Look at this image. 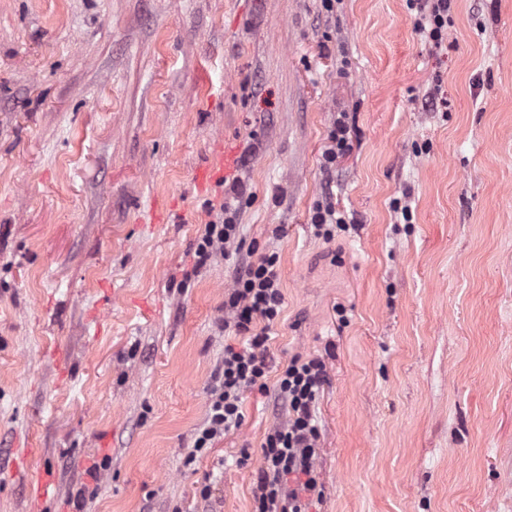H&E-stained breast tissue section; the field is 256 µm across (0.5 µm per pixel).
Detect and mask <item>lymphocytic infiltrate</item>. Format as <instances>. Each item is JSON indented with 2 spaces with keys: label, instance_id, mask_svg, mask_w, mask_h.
<instances>
[{
  "label": "lymphocytic infiltrate",
  "instance_id": "1",
  "mask_svg": "<svg viewBox=\"0 0 512 512\" xmlns=\"http://www.w3.org/2000/svg\"><path fill=\"white\" fill-rule=\"evenodd\" d=\"M453 0H409L419 18L416 28L441 46L452 22ZM237 210L228 208L222 221L207 224L199 237L198 263L230 256L238 242ZM279 257L264 253L242 263L232 288L224 295V327L241 336L225 345L224 362L208 389L207 421L196 433L193 448L205 452L224 435L241 427L245 395L275 391L286 417L267 431L253 492L256 512H309L322 485L317 467L320 427L315 405L327 381L318 357L293 356L275 369L269 354L270 332L283 311Z\"/></svg>",
  "mask_w": 512,
  "mask_h": 512
}]
</instances>
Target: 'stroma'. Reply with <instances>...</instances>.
I'll return each mask as SVG.
<instances>
[{"label":"stroma","instance_id":"1","mask_svg":"<svg viewBox=\"0 0 512 512\" xmlns=\"http://www.w3.org/2000/svg\"><path fill=\"white\" fill-rule=\"evenodd\" d=\"M417 17L0 0V512H252L280 405L247 394L241 427L192 450L254 251L279 256L275 364L327 367L312 512H512V0H454L439 48ZM327 200L354 224L329 242ZM226 203L238 257L197 265ZM349 134L350 129L344 118H337L329 131L330 145L322 154V167L325 171L332 170L336 166V160L350 149ZM348 224L351 222L347 220L345 213L336 210L335 205L331 202H326L316 205L311 216L310 226L313 228L315 236L330 240L336 235V226L346 228Z\"/></svg>","mask_w":512,"mask_h":512}]
</instances>
